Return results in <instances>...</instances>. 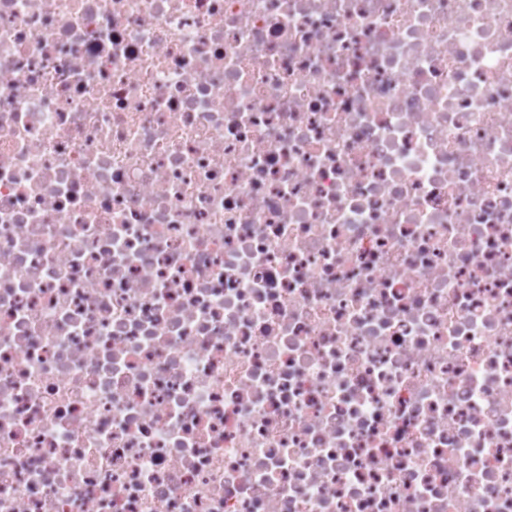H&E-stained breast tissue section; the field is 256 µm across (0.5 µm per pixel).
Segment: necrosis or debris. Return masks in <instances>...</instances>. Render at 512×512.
<instances>
[{
    "mask_svg": "<svg viewBox=\"0 0 512 512\" xmlns=\"http://www.w3.org/2000/svg\"><path fill=\"white\" fill-rule=\"evenodd\" d=\"M0 512H512V0H0Z\"/></svg>",
    "mask_w": 512,
    "mask_h": 512,
    "instance_id": "necrosis-or-debris-1",
    "label": "necrosis or debris"
}]
</instances>
